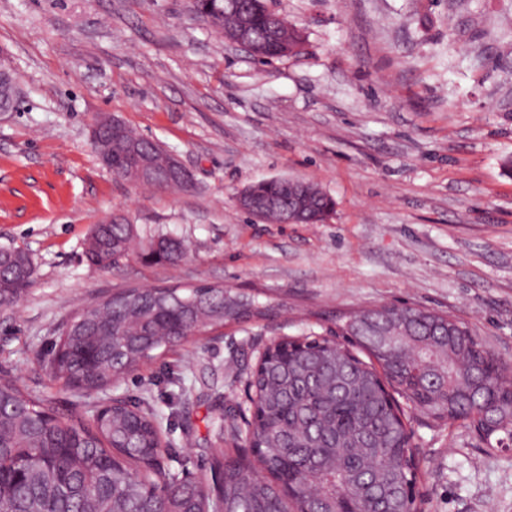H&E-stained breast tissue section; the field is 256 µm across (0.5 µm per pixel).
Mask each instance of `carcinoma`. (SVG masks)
<instances>
[{
    "instance_id": "cac0c4a2",
    "label": "carcinoma",
    "mask_w": 512,
    "mask_h": 512,
    "mask_svg": "<svg viewBox=\"0 0 512 512\" xmlns=\"http://www.w3.org/2000/svg\"><path fill=\"white\" fill-rule=\"evenodd\" d=\"M192 11L233 42L241 8L250 18L255 58L301 52L300 33L270 28L265 0H190ZM104 166L119 178L136 173L126 150L138 145L156 187L169 153L128 127L98 132ZM271 202L263 219L319 224L335 208L317 184L283 178L242 189ZM134 225L116 216L94 226L85 256L109 269L129 256ZM184 245L159 236L140 241L137 257L177 264ZM32 256L0 246V300L11 304L31 286ZM283 305L260 302L221 285L127 286L72 311L47 360L50 377L85 394L135 370L152 352L204 328L277 316ZM345 345L319 334L285 336L266 348L251 372L242 424L217 425L231 447L212 456L210 475L162 465L164 418L127 402L86 417L60 413L49 399L0 378V512H419L405 488L417 464L410 410L436 423L461 422L487 444L512 448V375L472 331L429 310L384 304L349 316Z\"/></svg>"
}]
</instances>
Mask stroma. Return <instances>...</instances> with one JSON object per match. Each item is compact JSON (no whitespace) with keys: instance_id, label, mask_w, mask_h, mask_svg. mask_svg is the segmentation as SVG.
<instances>
[{"instance_id":"obj_1","label":"stroma","mask_w":512,"mask_h":512,"mask_svg":"<svg viewBox=\"0 0 512 512\" xmlns=\"http://www.w3.org/2000/svg\"><path fill=\"white\" fill-rule=\"evenodd\" d=\"M299 54L262 64L189 0H0V245L36 264L0 308V375L80 414L114 398L171 420L165 464L208 473L211 406H246L245 378L274 339L336 329L388 303L444 313L512 365V0H267ZM112 113L191 172L135 185L98 159L90 128ZM304 178L332 196L322 224H268L245 186ZM183 240L174 265L83 259L96 224ZM220 284L284 304L277 317L188 337L83 396L43 369L56 328L125 286ZM421 512H512V450L459 423L412 425Z\"/></svg>"}]
</instances>
